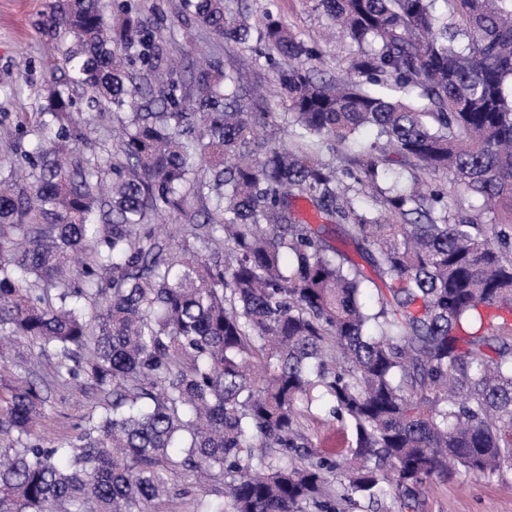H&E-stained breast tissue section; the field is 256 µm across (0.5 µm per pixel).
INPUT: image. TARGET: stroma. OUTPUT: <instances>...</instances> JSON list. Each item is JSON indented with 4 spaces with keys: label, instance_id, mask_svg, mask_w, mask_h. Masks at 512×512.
<instances>
[{
    "label": "stroma",
    "instance_id": "35a3bbf8",
    "mask_svg": "<svg viewBox=\"0 0 512 512\" xmlns=\"http://www.w3.org/2000/svg\"><path fill=\"white\" fill-rule=\"evenodd\" d=\"M48 0H0V128H11L21 113L41 111L42 88L56 78L48 62L55 55L54 44L41 30ZM165 21L164 35L173 37L179 50L191 43H206L225 64L248 68L251 53L236 44L215 40L207 31L187 29L181 21V0H154ZM280 12L301 40L319 37L326 17L313 0H278ZM99 402L90 389L60 386L53 390L48 419L40 431L46 445L69 440L75 426ZM304 426L316 453L334 456L352 442L350 429L329 417L325 407L314 408ZM224 481L220 478L198 481L184 472L170 482L169 501L162 512H196L199 500L223 501ZM418 512H512V470L493 476H477L462 470L447 479H433L421 498Z\"/></svg>",
    "mask_w": 512,
    "mask_h": 512
}]
</instances>
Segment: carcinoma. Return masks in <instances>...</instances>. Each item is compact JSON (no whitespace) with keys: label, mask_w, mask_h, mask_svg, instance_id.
Instances as JSON below:
<instances>
[{"label":"carcinoma","mask_w":512,"mask_h":512,"mask_svg":"<svg viewBox=\"0 0 512 512\" xmlns=\"http://www.w3.org/2000/svg\"><path fill=\"white\" fill-rule=\"evenodd\" d=\"M314 2L356 46L343 76L277 0L259 23L181 0L274 69L282 111L253 112L242 70L177 63L142 0H49L62 80L0 160V340L51 371L0 364V512H158L183 471L229 479L198 512L326 509L333 477L416 512L448 467L512 464V0ZM70 384L100 403L47 447ZM322 402L353 442L316 460Z\"/></svg>","instance_id":"cac0c4a2"}]
</instances>
